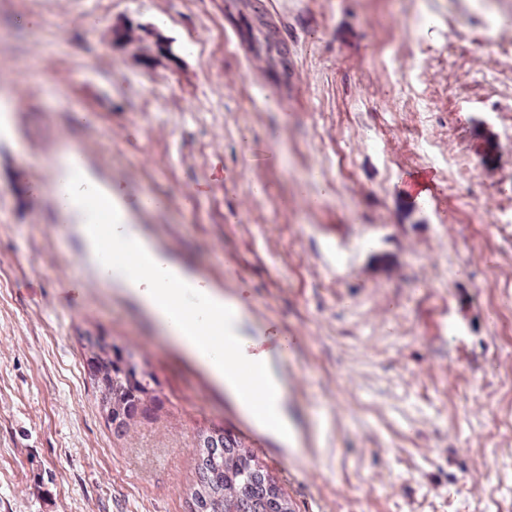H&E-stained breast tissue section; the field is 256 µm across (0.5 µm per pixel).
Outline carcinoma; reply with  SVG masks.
Masks as SVG:
<instances>
[{
	"mask_svg": "<svg viewBox=\"0 0 512 512\" xmlns=\"http://www.w3.org/2000/svg\"><path fill=\"white\" fill-rule=\"evenodd\" d=\"M256 21L267 29L268 50L276 52L283 70H288V49L276 38L265 20L261 0L247 3ZM113 43L127 45L135 40L130 23L111 29ZM173 58L168 43L157 37L140 56V63L153 68ZM84 369L93 384L102 414L115 436L121 437L140 419L163 408L157 381L148 362L136 353L88 332L81 336ZM197 481L190 488L191 512H294L278 478L250 448L222 427L212 426L197 434Z\"/></svg>",
	"mask_w": 512,
	"mask_h": 512,
	"instance_id": "cac0c4a2",
	"label": "carcinoma"
}]
</instances>
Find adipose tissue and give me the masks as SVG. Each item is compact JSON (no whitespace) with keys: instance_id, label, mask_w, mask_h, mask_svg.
Listing matches in <instances>:
<instances>
[{"instance_id":"obj_1","label":"adipose tissue","mask_w":512,"mask_h":512,"mask_svg":"<svg viewBox=\"0 0 512 512\" xmlns=\"http://www.w3.org/2000/svg\"><path fill=\"white\" fill-rule=\"evenodd\" d=\"M53 182L61 210L82 227L103 276L131 292L172 339L234 396L259 429L288 439L291 424L284 388L267 360L244 356L238 306L162 259L140 230L128 223L111 186L79 165L75 150L61 155ZM190 289L197 292L192 306L185 302Z\"/></svg>"}]
</instances>
